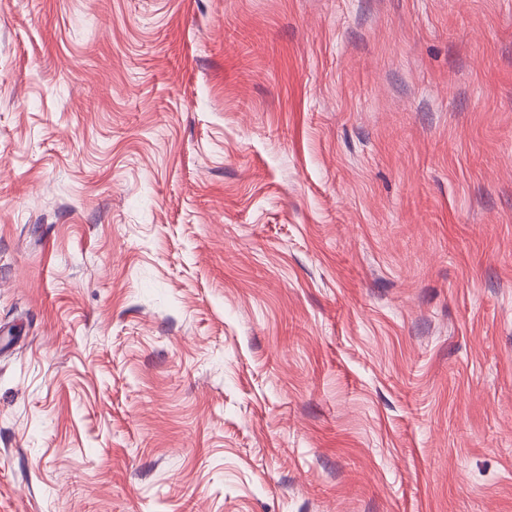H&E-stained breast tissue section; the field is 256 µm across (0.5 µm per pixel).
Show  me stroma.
<instances>
[{
    "mask_svg": "<svg viewBox=\"0 0 512 512\" xmlns=\"http://www.w3.org/2000/svg\"><path fill=\"white\" fill-rule=\"evenodd\" d=\"M0 512H512V0H0Z\"/></svg>",
    "mask_w": 512,
    "mask_h": 512,
    "instance_id": "stroma-1",
    "label": "stroma"
}]
</instances>
